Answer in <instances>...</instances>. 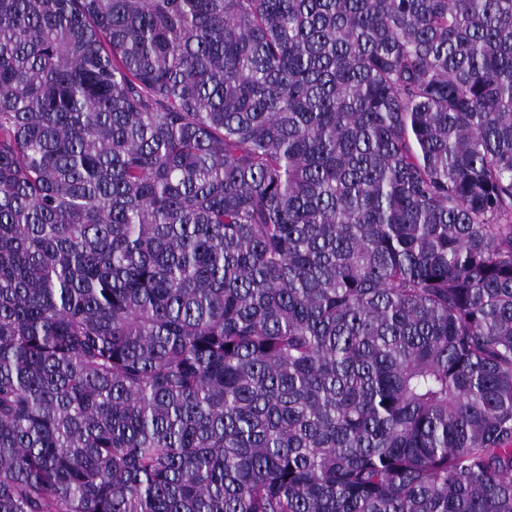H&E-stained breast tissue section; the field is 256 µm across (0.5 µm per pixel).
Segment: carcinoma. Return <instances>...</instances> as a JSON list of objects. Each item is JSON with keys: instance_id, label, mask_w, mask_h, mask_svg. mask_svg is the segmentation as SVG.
<instances>
[{"instance_id": "cac0c4a2", "label": "carcinoma", "mask_w": 512, "mask_h": 512, "mask_svg": "<svg viewBox=\"0 0 512 512\" xmlns=\"http://www.w3.org/2000/svg\"><path fill=\"white\" fill-rule=\"evenodd\" d=\"M0 512H512V0H0Z\"/></svg>"}]
</instances>
